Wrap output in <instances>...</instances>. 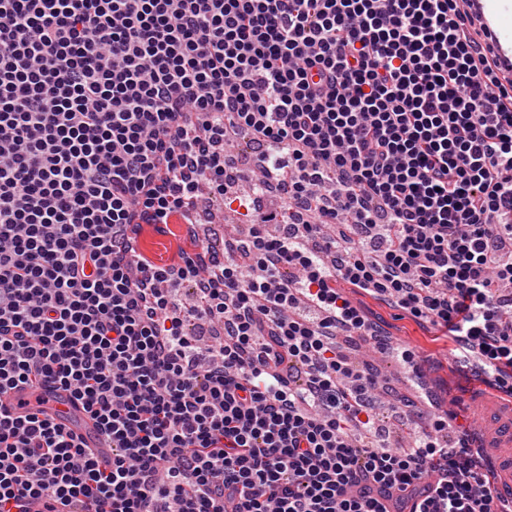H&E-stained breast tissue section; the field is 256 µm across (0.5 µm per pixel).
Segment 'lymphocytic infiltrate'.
<instances>
[{
  "label": "lymphocytic infiltrate",
  "instance_id": "1",
  "mask_svg": "<svg viewBox=\"0 0 512 512\" xmlns=\"http://www.w3.org/2000/svg\"><path fill=\"white\" fill-rule=\"evenodd\" d=\"M465 2L0 0V512H512L468 436L438 442L454 414L358 441L377 378L336 340L389 346L343 280L512 396V78ZM242 129L288 214L239 252L143 258V225L229 192ZM49 382L108 465L4 402Z\"/></svg>",
  "mask_w": 512,
  "mask_h": 512
}]
</instances>
